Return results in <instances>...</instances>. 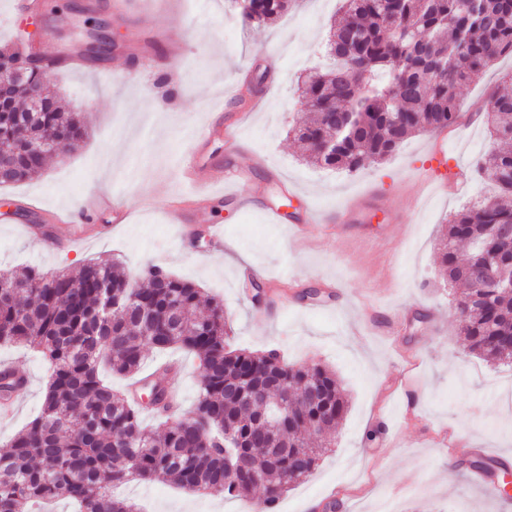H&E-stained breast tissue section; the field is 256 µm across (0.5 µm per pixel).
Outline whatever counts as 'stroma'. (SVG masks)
Returning a JSON list of instances; mask_svg holds the SVG:
<instances>
[{
    "mask_svg": "<svg viewBox=\"0 0 512 512\" xmlns=\"http://www.w3.org/2000/svg\"><path fill=\"white\" fill-rule=\"evenodd\" d=\"M0 0V48L32 41L42 54H72L67 32L76 22L108 21L117 39L110 59L51 72L48 85L73 111L86 134L75 150L47 160L41 175L0 188V200L22 208L36 198L43 211L31 223L0 221V267L78 272L87 262L116 263L133 281L145 266H161L220 301L232 326L234 349L276 351L291 366L321 364L335 372L347 412L312 474L288 490L276 512H305L308 500L347 507L333 512H377L390 498L401 512H512L477 484L470 459L502 456L512 474V366L469 353L459 332L458 293L442 278L437 245L451 214L490 195L474 173L492 141L480 106L503 83L512 59L500 58L460 92L462 111L448 128L466 179L454 192L421 189L416 170L427 161L435 133L418 134L380 163L346 174L307 164L288 131L299 109L297 80L325 66L322 44L339 0H301L261 28L245 26L229 0ZM238 85L244 95L225 98ZM220 113L217 133L191 140V129ZM201 154L214 165L251 169L250 207L217 197L188 216L191 234L168 223V198L182 195L183 159ZM111 193L132 209L130 223L111 235L67 250L39 245L59 231L52 212L79 209L90 189ZM290 197L296 217L322 203L362 201L355 224L337 227L322 211L306 241L290 224H272L266 211ZM244 257L243 266L214 250L211 225ZM249 270L265 286L262 300L241 281ZM317 289L314 300L302 299ZM183 366L176 384L180 413L195 403L201 375L193 354L148 350L145 366L162 357ZM7 363L29 380L13 419L0 421V449L43 404L47 366L22 346H0ZM375 441H368L369 433ZM120 495L144 512H251V504L178 486L130 482Z\"/></svg>",
    "mask_w": 512,
    "mask_h": 512,
    "instance_id": "35a3bbf8",
    "label": "stroma"
}]
</instances>
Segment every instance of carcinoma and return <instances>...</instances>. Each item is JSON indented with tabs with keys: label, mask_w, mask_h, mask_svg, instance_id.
<instances>
[{
	"label": "carcinoma",
	"mask_w": 512,
	"mask_h": 512,
	"mask_svg": "<svg viewBox=\"0 0 512 512\" xmlns=\"http://www.w3.org/2000/svg\"><path fill=\"white\" fill-rule=\"evenodd\" d=\"M244 24L261 27L294 6L295 0H231ZM103 25L86 31L80 57L98 61L112 53ZM333 65L298 79L307 99L305 116L292 126L305 159L327 170L352 172L367 161L382 162L412 135L456 122L458 90L502 56H512V0H342L340 16L324 44ZM37 89L46 102L38 112H13ZM494 147L478 172L494 183L496 197L454 214L439 247L448 281L463 286L458 303L467 313L460 333L468 350L490 362L512 364V291L495 284L472 286L465 269L485 253H512V244L490 226L512 225V93H496L485 109ZM75 112L58 106L38 72H31L10 103L0 108V149L10 154L14 184L37 175L52 143L66 153L84 137ZM336 140L321 154L320 141ZM146 284H133L112 264L89 262L70 275L30 267L0 268V345H22L47 362L49 379L41 413L0 452V512H32L34 504L69 500L74 512H138L113 495L129 481H171L209 495L263 498L257 512H272L278 500L306 479L326 452L322 437L347 410L336 374L319 364L290 366L275 352L230 350L223 306L197 314L196 285L151 266ZM113 294L100 316L102 285ZM178 347L202 367L194 410L164 423L143 426L142 402L112 389L100 375L134 376L146 348ZM23 386L0 369L3 396ZM294 403L273 415L261 399L240 401L236 387H255ZM319 387L324 400L309 406L304 392ZM154 410L169 415L166 386L150 382ZM266 417L265 448H251L253 424ZM241 447H225L224 427Z\"/></svg>",
	"instance_id": "carcinoma-1"
}]
</instances>
